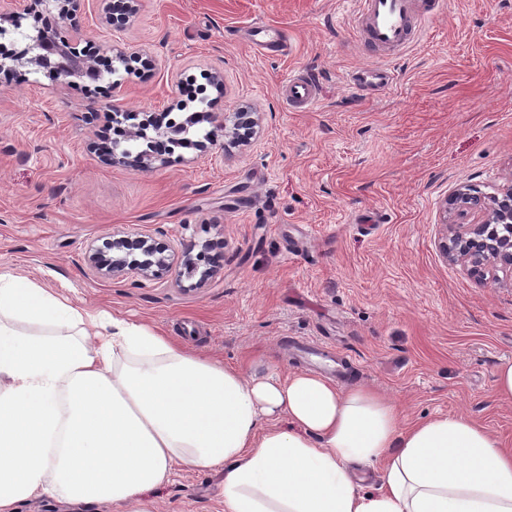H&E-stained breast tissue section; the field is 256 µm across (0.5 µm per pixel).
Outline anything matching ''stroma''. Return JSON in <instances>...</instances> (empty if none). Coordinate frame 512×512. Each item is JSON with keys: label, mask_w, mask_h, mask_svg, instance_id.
<instances>
[{"label": "stroma", "mask_w": 512, "mask_h": 512, "mask_svg": "<svg viewBox=\"0 0 512 512\" xmlns=\"http://www.w3.org/2000/svg\"><path fill=\"white\" fill-rule=\"evenodd\" d=\"M99 13L87 0L83 40L152 68L97 90L0 72V272L229 365L302 372L299 346H323L348 364L342 385L388 395L407 422L465 414L512 446V404L493 384L512 361V278L478 280L438 248L458 185L490 194L512 181V0H441L384 58L396 80L382 92L345 83L382 58L340 0H139L120 32ZM258 21L280 35L264 55L246 35ZM299 74L322 90L309 111L279 93ZM190 81L217 112L258 113L250 144L221 137L149 169L102 160L113 134L98 112L166 111ZM159 229L177 255L223 240L218 274L200 288L170 275L136 287L89 267L104 239ZM223 481L179 468L141 498L155 512H224Z\"/></svg>", "instance_id": "35a3bbf8"}]
</instances>
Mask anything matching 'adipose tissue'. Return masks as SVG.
I'll return each instance as SVG.
<instances>
[{
	"label": "adipose tissue",
	"mask_w": 512,
	"mask_h": 512,
	"mask_svg": "<svg viewBox=\"0 0 512 512\" xmlns=\"http://www.w3.org/2000/svg\"><path fill=\"white\" fill-rule=\"evenodd\" d=\"M224 512H512V449L464 415L403 424L379 391L246 373L0 272V512H151L175 467ZM18 512H115L113 507L111 506H100V507H91L88 509L80 508V507H67L65 505H61L55 503L53 501H49L47 499H33L29 502H26L19 506Z\"/></svg>",
	"instance_id": "adipose-tissue-1"
}]
</instances>
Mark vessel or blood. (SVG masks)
<instances>
[{
  "instance_id": "obj_1",
  "label": "vessel or blood",
  "mask_w": 512,
  "mask_h": 512,
  "mask_svg": "<svg viewBox=\"0 0 512 512\" xmlns=\"http://www.w3.org/2000/svg\"><path fill=\"white\" fill-rule=\"evenodd\" d=\"M362 24V36L370 46L396 52L415 36L413 18L417 0H355ZM395 75L389 65L373 64L354 74L349 83L358 88L384 90L392 86ZM282 96L293 109H308L319 98V87L311 78H291L281 86Z\"/></svg>"
}]
</instances>
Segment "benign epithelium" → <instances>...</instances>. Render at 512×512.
<instances>
[{
  "instance_id": "benign-epithelium-1",
  "label": "benign epithelium",
  "mask_w": 512,
  "mask_h": 512,
  "mask_svg": "<svg viewBox=\"0 0 512 512\" xmlns=\"http://www.w3.org/2000/svg\"><path fill=\"white\" fill-rule=\"evenodd\" d=\"M102 22L116 31L124 30L137 13L138 0H99ZM84 0H20L17 10L0 21L21 26V20L32 18L33 35L29 43L16 53L15 61H22L68 77L98 80L103 71L100 61L81 46L80 31ZM257 118L251 112H236L232 134L240 142L249 141L256 132ZM188 128L187 119H169L168 126L154 129L155 139L164 154L156 159L149 154L137 157V163L146 168L158 160L163 165L182 161L178 151L182 147V130ZM446 208L462 221L445 224L446 232L439 242L443 257L471 267L481 279L492 275L499 267L512 269V183L489 198L474 191L469 185L458 187L446 202ZM224 249V242L210 245L191 255L179 258L169 253V246L153 236H122L106 239L102 246L92 248L87 261L96 271H105L112 277L131 278L138 284L140 278H156L171 274L176 282L185 275L199 274L198 283L213 276L218 254L210 251Z\"/></svg>"
}]
</instances>
